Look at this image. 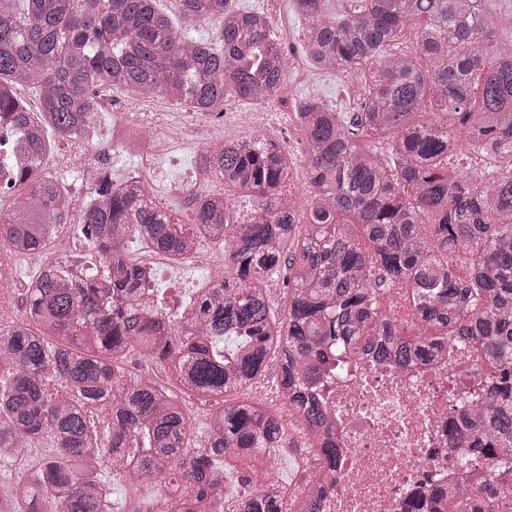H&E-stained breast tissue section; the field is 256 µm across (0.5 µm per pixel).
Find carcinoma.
Listing matches in <instances>:
<instances>
[{"label": "carcinoma", "mask_w": 512, "mask_h": 512, "mask_svg": "<svg viewBox=\"0 0 512 512\" xmlns=\"http://www.w3.org/2000/svg\"><path fill=\"white\" fill-rule=\"evenodd\" d=\"M160 0H0V245L49 257L65 231V191L47 159L72 138L99 93L162 94L195 112H224L238 98H280L287 70L268 19L235 0H177L182 17L211 24L215 42L181 35ZM306 21L303 48L320 67L371 64L373 84L347 118L302 103L309 204L294 223L281 194L291 166L268 139L231 140L202 161L224 191L194 208V233L224 247V279L204 289L193 320L146 300L131 238L183 258L192 234L171 222L136 175L83 217L84 234L105 263L101 275L45 262L25 317L0 327V458L49 439L53 448L21 482L0 493V512H112L111 481L166 484L167 512H212L224 468L250 467L288 448L306 465L327 466L335 482L329 413L311 387L335 362L376 348L395 365L465 341L486 370L487 401L465 414L459 443L512 448V177L473 180L448 166L465 143L512 166V43L490 55L493 22L484 0H362L328 16L329 0H292ZM426 18L415 48L397 57L403 29ZM430 63L421 67L416 58ZM34 84L38 111L18 96ZM459 115L460 125L426 121ZM23 135L30 163L14 165ZM253 197L256 218L230 220L229 193ZM288 270L279 313L263 284ZM410 290L409 317L392 314L391 292ZM234 338L232 349L225 338ZM139 351L161 363L175 388L125 379ZM274 370L284 401L267 406L242 391ZM63 386L53 394L49 382ZM233 397L209 418L206 446L190 444L192 419L180 394ZM108 404L101 435L89 407ZM512 471L491 469L477 490L450 484L430 512H502L498 486ZM283 488L252 490L235 512H283Z\"/></svg>", "instance_id": "cac0c4a2"}]
</instances>
